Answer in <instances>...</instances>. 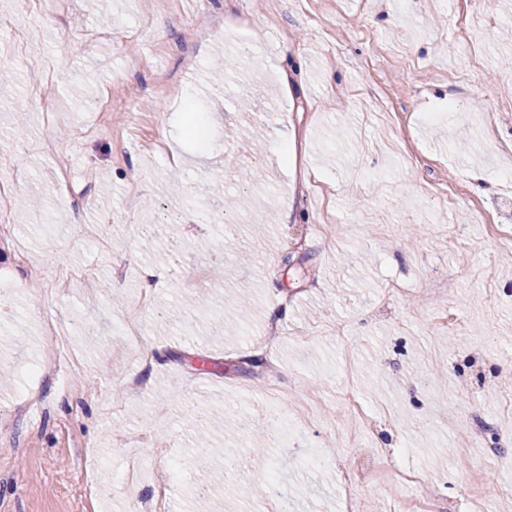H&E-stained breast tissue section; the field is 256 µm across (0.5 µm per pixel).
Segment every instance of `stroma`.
Wrapping results in <instances>:
<instances>
[{"label":"stroma","mask_w":512,"mask_h":512,"mask_svg":"<svg viewBox=\"0 0 512 512\" xmlns=\"http://www.w3.org/2000/svg\"><path fill=\"white\" fill-rule=\"evenodd\" d=\"M172 83L196 89L204 141ZM509 174L512 0H0V512H129L159 481L193 512L174 470L209 412L252 420L212 480L224 512L256 502L223 486L271 476L290 512H512ZM189 295L207 310L170 322ZM478 412L501 454L466 491ZM395 449L418 482L382 480ZM133 466L149 480L116 482Z\"/></svg>","instance_id":"35a3bbf8"}]
</instances>
